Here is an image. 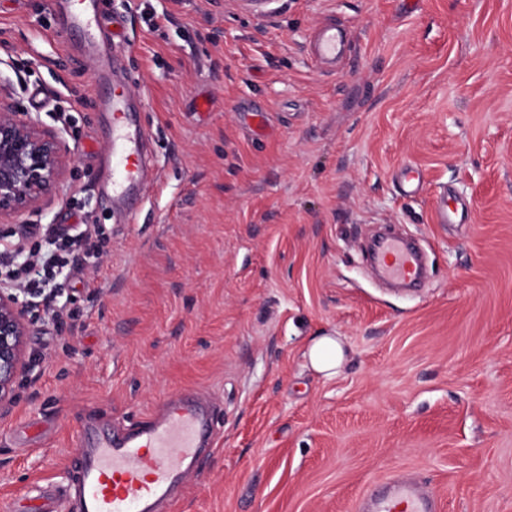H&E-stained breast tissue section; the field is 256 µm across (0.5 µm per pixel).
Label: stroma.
Returning <instances> with one entry per match:
<instances>
[{
  "label": "stroma",
  "instance_id": "35a3bbf8",
  "mask_svg": "<svg viewBox=\"0 0 512 512\" xmlns=\"http://www.w3.org/2000/svg\"><path fill=\"white\" fill-rule=\"evenodd\" d=\"M332 18L355 48L328 74L306 46ZM97 22L124 30L151 154L131 218L93 60L54 0H0V83L74 151L0 243L102 233L58 275L27 339L38 362L0 412V512L47 490L77 512L80 434L189 388L215 402L218 444L163 512H350L397 473L440 512H512V0H98ZM443 188L466 223H434ZM382 224L426 251L423 291L370 277ZM325 334L348 351L331 379L305 355ZM398 183L405 196H417L424 190V177L417 167L404 166L398 171Z\"/></svg>",
  "mask_w": 512,
  "mask_h": 512
}]
</instances>
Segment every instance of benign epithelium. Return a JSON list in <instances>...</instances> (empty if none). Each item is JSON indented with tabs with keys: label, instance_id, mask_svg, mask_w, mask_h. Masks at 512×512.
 <instances>
[{
	"label": "benign epithelium",
	"instance_id": "benign-epithelium-1",
	"mask_svg": "<svg viewBox=\"0 0 512 512\" xmlns=\"http://www.w3.org/2000/svg\"><path fill=\"white\" fill-rule=\"evenodd\" d=\"M73 152L58 134L45 131L0 94V220L37 209L61 184ZM33 303L22 290L0 282V408L13 403L18 376L32 369L27 351Z\"/></svg>",
	"mask_w": 512,
	"mask_h": 512
}]
</instances>
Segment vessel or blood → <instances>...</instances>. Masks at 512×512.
<instances>
[{
	"label": "vessel or blood",
	"instance_id": "obj_1",
	"mask_svg": "<svg viewBox=\"0 0 512 512\" xmlns=\"http://www.w3.org/2000/svg\"><path fill=\"white\" fill-rule=\"evenodd\" d=\"M95 13V0H69L64 8L68 26L82 28ZM352 43L350 31L340 23L315 29L311 39L314 62L335 69ZM82 53L95 61L94 83L115 81L117 63L112 50L95 40L80 44ZM135 93L117 83L112 98V194L125 196L138 190L146 168L140 151L143 134L131 110ZM398 183L405 196L422 193L424 177L419 168L405 166L398 171ZM438 224L464 222L468 213L462 204L440 191L433 201ZM372 261L382 277L412 283L422 275L419 251L396 236L378 240ZM215 442V413L212 401L189 390L166 399L161 413L145 424L120 430L104 438L81 440V512H152L171 490L186 477L188 464L198 460L203 448ZM434 489H422L415 478L397 476L387 491L375 499H355L350 512H436Z\"/></svg>",
	"mask_w": 512,
	"mask_h": 512
}]
</instances>
